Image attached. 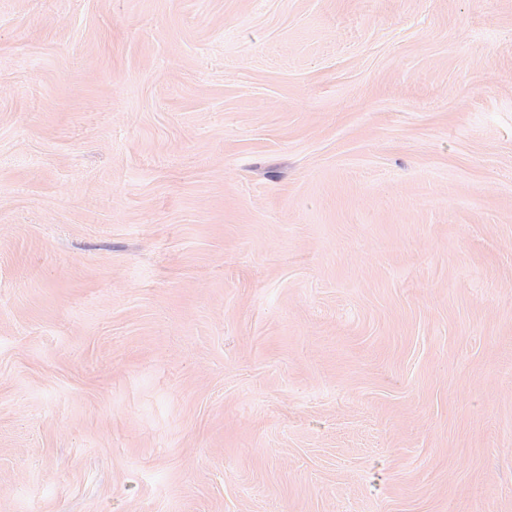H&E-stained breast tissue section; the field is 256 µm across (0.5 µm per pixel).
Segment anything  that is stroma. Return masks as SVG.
Listing matches in <instances>:
<instances>
[{
  "label": "stroma",
  "instance_id": "stroma-1",
  "mask_svg": "<svg viewBox=\"0 0 512 512\" xmlns=\"http://www.w3.org/2000/svg\"><path fill=\"white\" fill-rule=\"evenodd\" d=\"M0 512H512V0H0Z\"/></svg>",
  "mask_w": 512,
  "mask_h": 512
}]
</instances>
